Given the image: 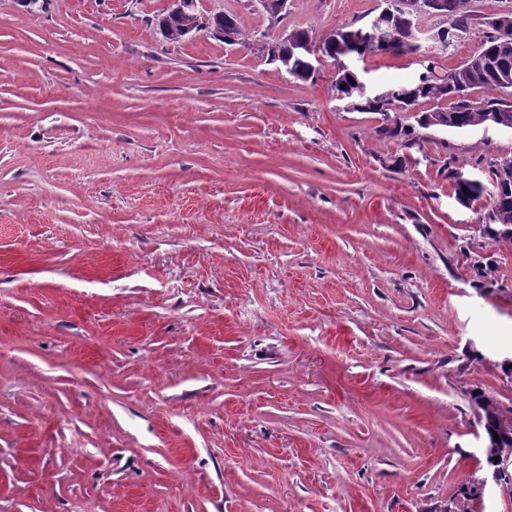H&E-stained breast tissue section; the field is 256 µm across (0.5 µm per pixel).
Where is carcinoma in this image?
<instances>
[{
    "label": "carcinoma",
    "mask_w": 512,
    "mask_h": 512,
    "mask_svg": "<svg viewBox=\"0 0 512 512\" xmlns=\"http://www.w3.org/2000/svg\"><path fill=\"white\" fill-rule=\"evenodd\" d=\"M412 0H380L377 11L386 8L393 10L390 24L383 30L371 34L360 41L357 46V55L364 58L377 52H394L399 38L405 36L407 29L406 17L412 10ZM448 27L454 35L460 37L475 27L483 26L487 29L480 48L472 54L473 58L485 59L489 65L468 75V82L459 83L457 76L460 68L437 73L429 70L426 74L413 82L396 84L382 89V97L375 101H367L354 92V74L337 69L336 92L340 100L346 102L349 109L356 112H411L416 106L426 101H441L451 98L454 104L449 109L436 108L420 115L418 124L424 129L430 128L429 116L435 113H448L449 127L452 129H466L475 126L480 115L471 111V101L468 96L475 90L488 92L483 105L490 109L511 110L512 102H507L495 96L500 91L499 76H512V34L503 38L497 30L489 26L485 18L472 14L466 8V0H448ZM280 69L292 71V77L301 81H314L315 77L309 71V64L301 60H288V56L274 61ZM380 133L404 140V146L411 148L417 144L414 128L405 127L399 123L393 128H383ZM495 181L502 187V193L490 197V207L496 212L501 227L505 224L512 226V165L500 166L494 164ZM443 170L448 172L456 199L459 204L467 207L482 198V192L471 185L463 186L457 179V174L463 168L454 165V161H446ZM476 405L483 422L493 428L502 420V407L498 400L492 396L480 394L476 398ZM488 468L491 470L493 481L512 492V476L496 475L499 463L512 460V436L501 435L496 439L488 440V447L483 449ZM482 484L481 480H472L460 487V501L456 505L458 512H469V502L478 498L476 488Z\"/></svg>",
    "instance_id": "obj_1"
}]
</instances>
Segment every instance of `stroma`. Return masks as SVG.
<instances>
[{"label": "stroma", "instance_id": "35a3bbf8", "mask_svg": "<svg viewBox=\"0 0 512 512\" xmlns=\"http://www.w3.org/2000/svg\"><path fill=\"white\" fill-rule=\"evenodd\" d=\"M379 0H202L250 40L322 41ZM168 0H0V512H512L483 392L512 417V240L483 184L512 130L382 135L335 65L292 78ZM379 53L371 89L448 70ZM199 2L198 0H168L164 17H173L181 21L179 30H171L164 24L159 26L168 39L173 34L179 33L180 41H183L209 26L210 18L205 17L200 12ZM443 170H448V178L451 180L452 186L454 187V192L456 199L459 204L465 207H469L472 203L480 200L482 198V192L471 185L463 184L457 179V174L463 171V167L454 165V160L445 161L443 164ZM463 186H466V190H463ZM476 405L483 419L485 429V423L495 428L496 423L502 420V407L496 398L493 396L480 394L476 398ZM487 448L484 447L483 452L488 468L491 470V477L493 481L506 489L511 494L512 492V471L510 476H497L496 468L502 461L512 460V433L511 437L501 435L496 439L489 437ZM494 457H498V461L494 462Z\"/></svg>", "mask_w": 512, "mask_h": 512}]
</instances>
